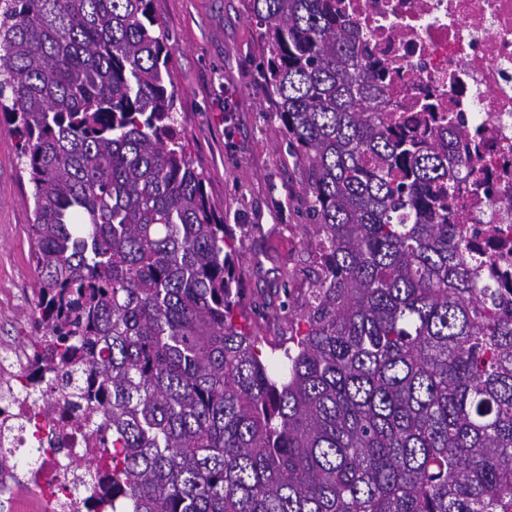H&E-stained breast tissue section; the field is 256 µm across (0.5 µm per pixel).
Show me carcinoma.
Masks as SVG:
<instances>
[{"instance_id":"obj_1","label":"carcinoma","mask_w":512,"mask_h":512,"mask_svg":"<svg viewBox=\"0 0 512 512\" xmlns=\"http://www.w3.org/2000/svg\"><path fill=\"white\" fill-rule=\"evenodd\" d=\"M152 0H0V115L33 184L35 343L99 378L114 512H512V290L466 244L454 127L384 110L336 0H246L316 274L257 336L177 119Z\"/></svg>"}]
</instances>
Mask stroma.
I'll return each mask as SVG.
<instances>
[{
  "label": "stroma",
  "mask_w": 512,
  "mask_h": 512,
  "mask_svg": "<svg viewBox=\"0 0 512 512\" xmlns=\"http://www.w3.org/2000/svg\"><path fill=\"white\" fill-rule=\"evenodd\" d=\"M171 48V81L187 151L210 201L244 249L242 305L250 331L287 332L312 276L303 243L307 172L292 154L258 66L262 45L244 0H153ZM33 186L19 138L0 118V346L17 343L40 279L29 231Z\"/></svg>",
  "instance_id": "1"
}]
</instances>
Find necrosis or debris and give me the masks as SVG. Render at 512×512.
I'll use <instances>...</instances> for the list:
<instances>
[{
  "label": "necrosis or debris",
  "instance_id": "necrosis-or-debris-1",
  "mask_svg": "<svg viewBox=\"0 0 512 512\" xmlns=\"http://www.w3.org/2000/svg\"><path fill=\"white\" fill-rule=\"evenodd\" d=\"M360 47L395 68L385 90V109L401 119L417 117L434 103L437 117L460 116L491 146L484 164L486 187L460 183L453 210L471 244L499 258L502 283L512 288V0H340ZM32 337L20 352L0 353L17 392L0 401V496L9 512H112L103 453L94 435L61 438L57 424L85 418L70 403L60 370L31 373ZM47 395L30 393L32 378ZM38 457L31 477L21 479L11 462L25 449ZM93 460L95 498L75 495L82 475L69 461Z\"/></svg>",
  "mask_w": 512,
  "mask_h": 512
}]
</instances>
